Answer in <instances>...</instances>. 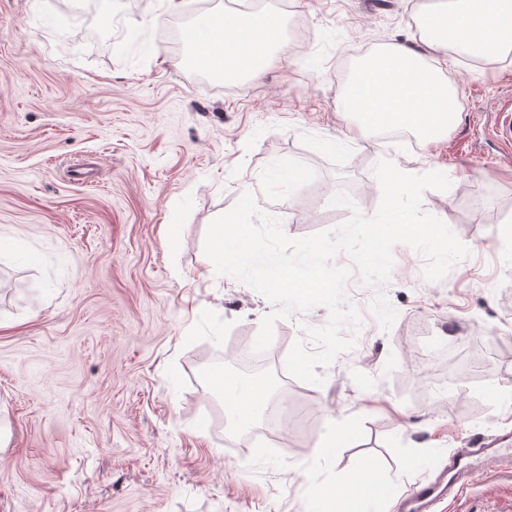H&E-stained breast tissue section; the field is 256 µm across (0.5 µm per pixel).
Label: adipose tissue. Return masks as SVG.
Listing matches in <instances>:
<instances>
[{
	"mask_svg": "<svg viewBox=\"0 0 512 512\" xmlns=\"http://www.w3.org/2000/svg\"><path fill=\"white\" fill-rule=\"evenodd\" d=\"M207 28L209 37L200 51V59L222 73H259L281 34L280 21L272 15L247 21L214 15Z\"/></svg>",
	"mask_w": 512,
	"mask_h": 512,
	"instance_id": "ef3b65f1",
	"label": "adipose tissue"
}]
</instances>
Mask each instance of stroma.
Wrapping results in <instances>:
<instances>
[{
  "label": "stroma",
  "instance_id": "stroma-1",
  "mask_svg": "<svg viewBox=\"0 0 512 512\" xmlns=\"http://www.w3.org/2000/svg\"><path fill=\"white\" fill-rule=\"evenodd\" d=\"M231 3L0 0V512H399L454 449L512 435V55L449 53L455 125L389 139L354 129L340 90L357 51L419 48L427 0H251L281 39L257 76L228 81L189 58L188 34ZM127 30L141 44L122 45ZM383 160L447 174L423 207L468 255L430 283L398 244L386 284L351 278L362 326L323 385L285 361L327 309L279 320L267 377L288 417L227 446L225 394L199 362L238 380L229 351L273 306L216 275L210 222L247 190L293 238L345 221L340 192L373 215ZM83 163L90 180L72 179ZM448 335L455 352L421 358ZM358 475L388 496L364 497ZM436 512H512V473L478 459Z\"/></svg>",
  "mask_w": 512,
  "mask_h": 512
}]
</instances>
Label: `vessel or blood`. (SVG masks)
<instances>
[{
  "instance_id": "obj_1",
  "label": "vessel or blood",
  "mask_w": 512,
  "mask_h": 512,
  "mask_svg": "<svg viewBox=\"0 0 512 512\" xmlns=\"http://www.w3.org/2000/svg\"><path fill=\"white\" fill-rule=\"evenodd\" d=\"M495 441H481L477 447L465 448L453 454L448 460L446 475L431 483H419L405 494L400 502L401 512H432L433 507L444 494L462 493L469 485L474 473L476 459L496 454Z\"/></svg>"
}]
</instances>
